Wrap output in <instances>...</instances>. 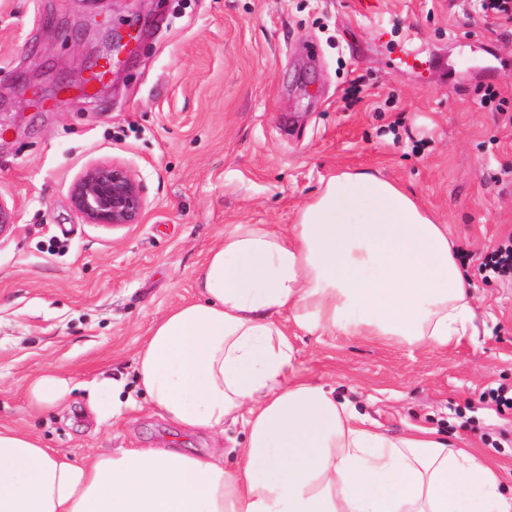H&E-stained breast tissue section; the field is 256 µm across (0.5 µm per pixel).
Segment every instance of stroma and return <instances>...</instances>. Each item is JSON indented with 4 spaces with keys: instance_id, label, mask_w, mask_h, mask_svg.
Listing matches in <instances>:
<instances>
[{
    "instance_id": "stroma-1",
    "label": "stroma",
    "mask_w": 512,
    "mask_h": 512,
    "mask_svg": "<svg viewBox=\"0 0 512 512\" xmlns=\"http://www.w3.org/2000/svg\"><path fill=\"white\" fill-rule=\"evenodd\" d=\"M137 27L122 52L112 35ZM111 61L85 90L91 60ZM505 111L484 104L487 89ZM126 165L139 223L84 224L69 191ZM407 189L445 224L478 307L445 351L296 330L300 374L389 434L429 427L498 460L512 485V278L480 264L512 238V24L478 0H0V424L76 459L168 448L150 406L97 425L84 382L134 356L228 224L294 221L339 170ZM61 368L70 401L30 408L28 376Z\"/></svg>"
}]
</instances>
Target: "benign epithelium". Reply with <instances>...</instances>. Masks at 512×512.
Segmentation results:
<instances>
[{
    "instance_id": "7a95c632",
    "label": "benign epithelium",
    "mask_w": 512,
    "mask_h": 512,
    "mask_svg": "<svg viewBox=\"0 0 512 512\" xmlns=\"http://www.w3.org/2000/svg\"><path fill=\"white\" fill-rule=\"evenodd\" d=\"M69 201L83 223L105 227L136 224L146 209L141 182L115 162L86 168L73 182Z\"/></svg>"
}]
</instances>
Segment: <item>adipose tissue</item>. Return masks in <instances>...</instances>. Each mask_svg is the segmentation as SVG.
I'll return each mask as SVG.
<instances>
[{
  "label": "adipose tissue",
  "mask_w": 512,
  "mask_h": 512,
  "mask_svg": "<svg viewBox=\"0 0 512 512\" xmlns=\"http://www.w3.org/2000/svg\"><path fill=\"white\" fill-rule=\"evenodd\" d=\"M200 297L170 309L135 356L136 387L182 434L242 425L218 451L118 448L77 460L0 425V512H512L500 464L428 428L393 437L302 378L289 324L442 351L472 335L475 294L447 225L397 183L344 171L293 224H230ZM124 378L84 383L97 424L137 411ZM72 389L30 378L38 410Z\"/></svg>",
  "instance_id": "adipose-tissue-1"
}]
</instances>
